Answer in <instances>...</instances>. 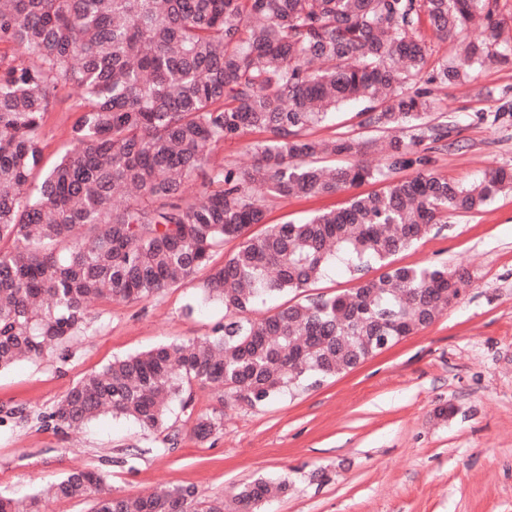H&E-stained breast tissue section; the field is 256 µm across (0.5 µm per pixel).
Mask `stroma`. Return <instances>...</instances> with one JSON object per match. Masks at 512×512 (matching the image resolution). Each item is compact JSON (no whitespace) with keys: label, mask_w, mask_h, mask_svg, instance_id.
<instances>
[{"label":"stroma","mask_w":512,"mask_h":512,"mask_svg":"<svg viewBox=\"0 0 512 512\" xmlns=\"http://www.w3.org/2000/svg\"><path fill=\"white\" fill-rule=\"evenodd\" d=\"M435 122L454 121L451 147L429 149L428 168L468 183L512 169V63L463 85L435 87ZM74 95L60 92L41 146L53 159L71 137ZM501 113L500 121L478 113ZM358 191L277 200L266 223L296 222L346 207ZM395 265L465 268L471 285L433 324L321 385L260 409L228 404L221 433L197 439L105 413L71 432L41 423L66 392L113 358L175 339L213 335L224 308L202 299L200 276L142 301L104 302L62 351L0 370V493L20 500L77 467L104 470L120 495L194 487L231 502L256 477L285 479L287 495L263 512H512V193L453 214L394 258ZM446 416H438V409Z\"/></svg>","instance_id":"1"}]
</instances>
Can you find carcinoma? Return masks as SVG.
I'll use <instances>...</instances> for the list:
<instances>
[{"label": "carcinoma", "instance_id": "1", "mask_svg": "<svg viewBox=\"0 0 512 512\" xmlns=\"http://www.w3.org/2000/svg\"><path fill=\"white\" fill-rule=\"evenodd\" d=\"M455 55L430 66L423 20ZM497 0H7L0 5V370L67 347L98 301L148 299L208 271L207 298L224 325L205 339L172 341L85 376L46 415L70 429L108 409L160 429L184 383L210 385L217 407L193 433L221 432L224 402L260 408L285 392L343 374L432 324L469 276L445 264L394 266L448 214L475 213L512 189L491 168L459 184L425 170L418 147L448 137L427 120L431 85L461 83L512 61ZM480 34L470 36L473 29ZM78 100L69 147L44 160L43 119L58 90ZM359 125L408 138L313 139L344 101ZM250 132L256 163L211 164L212 146ZM380 148L387 164L361 159ZM324 153L350 162L319 164ZM417 167L413 177L393 174ZM200 182L193 195L189 186ZM366 182L339 211L265 223L260 184L278 200L334 194ZM238 249L213 264L229 240ZM358 275L354 290L308 295L250 317L262 295L305 291L332 264ZM378 263L377 278L361 272ZM288 482L256 478L235 495L259 512ZM58 499L89 497L91 512H224L191 487L114 495L102 474L74 470ZM0 512H40L0 494Z\"/></svg>", "mask_w": 512, "mask_h": 512}]
</instances>
